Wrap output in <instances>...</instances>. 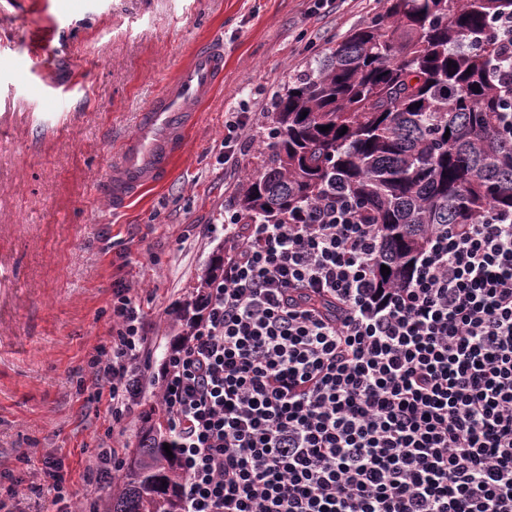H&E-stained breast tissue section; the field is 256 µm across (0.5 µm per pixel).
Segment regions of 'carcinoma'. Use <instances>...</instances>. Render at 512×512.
I'll list each match as a JSON object with an SVG mask.
<instances>
[{
	"mask_svg": "<svg viewBox=\"0 0 512 512\" xmlns=\"http://www.w3.org/2000/svg\"><path fill=\"white\" fill-rule=\"evenodd\" d=\"M386 3L275 96L260 167L229 207L246 224H282L339 192L379 234L390 274L377 276L392 288L432 225L512 212V41L499 28L512 0ZM166 442L159 421L111 512H181Z\"/></svg>",
	"mask_w": 512,
	"mask_h": 512,
	"instance_id": "obj_1",
	"label": "carcinoma"
}]
</instances>
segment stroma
Listing matches in <instances>:
<instances>
[{"label":"stroma","instance_id":"1","mask_svg":"<svg viewBox=\"0 0 512 512\" xmlns=\"http://www.w3.org/2000/svg\"><path fill=\"white\" fill-rule=\"evenodd\" d=\"M0 0V486L22 512L37 464L61 460L70 512H107L117 482L85 486L99 445L133 456L161 414L153 396L113 424L76 371L112 332V291L145 312L150 359L182 341L178 320L224 256V214L261 163L274 93L384 0ZM224 42V80L167 181L112 211L95 193L116 140L201 39ZM245 113L249 146L225 168L224 115ZM34 457L26 465L23 455Z\"/></svg>","mask_w":512,"mask_h":512}]
</instances>
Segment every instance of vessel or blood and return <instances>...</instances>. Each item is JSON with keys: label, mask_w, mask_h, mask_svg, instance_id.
I'll list each match as a JSON object with an SVG mask.
<instances>
[{"label": "vessel or blood", "mask_w": 512, "mask_h": 512, "mask_svg": "<svg viewBox=\"0 0 512 512\" xmlns=\"http://www.w3.org/2000/svg\"><path fill=\"white\" fill-rule=\"evenodd\" d=\"M224 73V47L210 39L196 45L123 137L111 170L97 192L112 210L123 209L148 187L163 181L182 154L203 103Z\"/></svg>", "instance_id": "1"}]
</instances>
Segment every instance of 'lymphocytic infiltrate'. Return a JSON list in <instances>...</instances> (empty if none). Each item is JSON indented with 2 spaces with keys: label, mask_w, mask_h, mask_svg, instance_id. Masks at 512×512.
<instances>
[{
  "label": "lymphocytic infiltrate",
  "mask_w": 512,
  "mask_h": 512,
  "mask_svg": "<svg viewBox=\"0 0 512 512\" xmlns=\"http://www.w3.org/2000/svg\"><path fill=\"white\" fill-rule=\"evenodd\" d=\"M380 248L338 197L308 222L225 215L224 273L154 377L115 289L79 383L118 423L156 379L181 512H512V212L434 225L392 288Z\"/></svg>",
  "instance_id": "1"
}]
</instances>
